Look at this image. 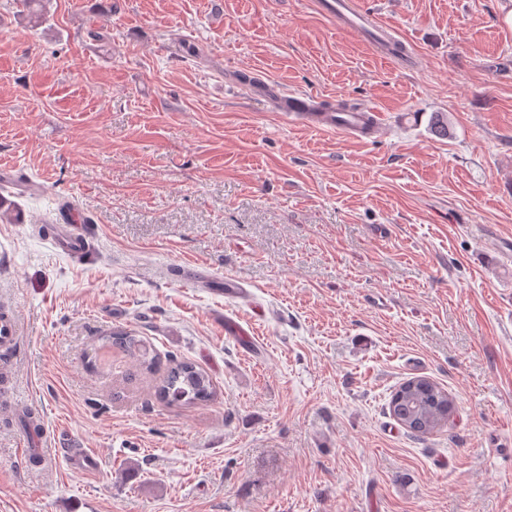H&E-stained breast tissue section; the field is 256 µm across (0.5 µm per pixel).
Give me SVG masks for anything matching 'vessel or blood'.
Listing matches in <instances>:
<instances>
[{
    "mask_svg": "<svg viewBox=\"0 0 512 512\" xmlns=\"http://www.w3.org/2000/svg\"><path fill=\"white\" fill-rule=\"evenodd\" d=\"M320 12L342 28L362 33L374 43L387 36L388 26L353 6L352 0H318ZM269 96L277 111L303 126L319 131L336 132L349 137L361 135L365 109L350 108L342 112H325L317 95L312 93L285 94L270 90ZM91 223L78 208H65L54 233L55 246L63 252L82 253Z\"/></svg>",
    "mask_w": 512,
    "mask_h": 512,
    "instance_id": "vessel-or-blood-1",
    "label": "vessel or blood"
}]
</instances>
